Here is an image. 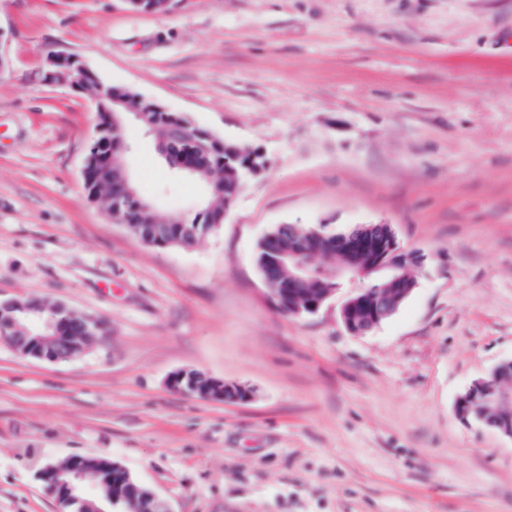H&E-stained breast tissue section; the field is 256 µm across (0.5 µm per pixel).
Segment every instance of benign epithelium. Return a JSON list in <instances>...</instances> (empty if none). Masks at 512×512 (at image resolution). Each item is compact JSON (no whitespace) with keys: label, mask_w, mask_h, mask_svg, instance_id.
Masks as SVG:
<instances>
[{"label":"benign epithelium","mask_w":512,"mask_h":512,"mask_svg":"<svg viewBox=\"0 0 512 512\" xmlns=\"http://www.w3.org/2000/svg\"><path fill=\"white\" fill-rule=\"evenodd\" d=\"M94 73L82 62L70 57L49 59L44 81L50 85L76 89ZM112 103L121 105L120 111L105 113V119L98 125L100 139L97 147L107 155V163L124 169V150L110 149L105 133L121 127V116L140 117V111L126 102L112 98ZM136 198L130 181H125L124 192L112 197L110 211L113 218L121 220L122 209ZM312 237L324 247L349 259L347 264H338L333 271L319 265L306 249L278 251L271 262L275 265H291L295 273L288 279V287L279 289L286 313L299 317L313 314L335 292L329 287L321 293H314L303 284L319 278L347 281L355 294L344 303L341 318L346 329L355 335H366L391 316L400 303L411 293L415 283L408 282L401 288H367L357 277L366 278L374 271L390 270L407 272L421 265L422 258L415 252L403 250L395 232L389 224H365L345 233H327L322 229L311 230ZM22 313L29 321H39L38 331H27L18 324L17 314ZM0 337L12 344L22 357L33 360H55L44 352V348L58 345L71 339L70 329L63 320L43 315V309L34 303L18 300L0 302ZM171 388L202 398L217 401L243 402L251 398V391L239 384L229 383L209 376H196L184 370L174 372L168 381ZM512 403V359L498 364L486 376L475 380L455 403L456 417L465 425L477 429H489L512 439V420H490L486 414L491 410ZM88 456L71 458L69 469L61 471L55 467V459L48 457L35 472L45 490L54 496L59 512H73L79 505L82 512H103L96 506L92 496L84 490ZM112 493V504L120 503L124 512H161L154 493L136 482L120 464L112 463V471L94 483Z\"/></svg>","instance_id":"1"}]
</instances>
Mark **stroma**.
Here are the masks:
<instances>
[{"instance_id": "35a3bbf8", "label": "stroma", "mask_w": 512, "mask_h": 512, "mask_svg": "<svg viewBox=\"0 0 512 512\" xmlns=\"http://www.w3.org/2000/svg\"><path fill=\"white\" fill-rule=\"evenodd\" d=\"M0 300L104 321L63 361L0 339V512H57L44 457L111 459L168 512H512V439L459 394L512 357V0H0ZM258 151L220 229L156 248L87 198L91 93L51 57ZM124 164L161 217L206 191L137 125ZM392 225L416 286L373 332L267 300L276 226ZM189 369L247 402L170 389ZM87 77H96L82 62L70 57H54L48 61L44 73L47 84L78 89Z\"/></svg>"}]
</instances>
